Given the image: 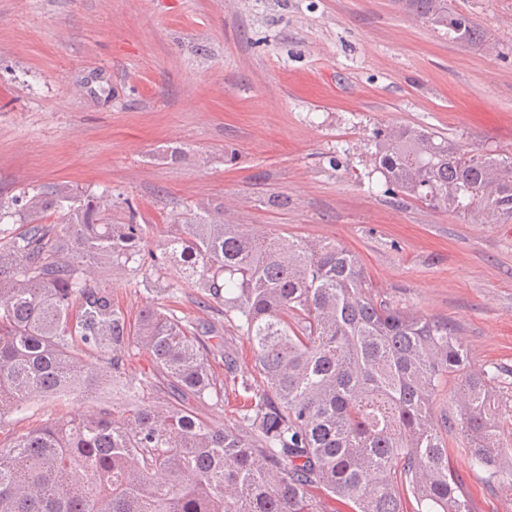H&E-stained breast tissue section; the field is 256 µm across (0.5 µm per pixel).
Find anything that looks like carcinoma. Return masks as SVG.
<instances>
[{
    "label": "carcinoma",
    "mask_w": 512,
    "mask_h": 512,
    "mask_svg": "<svg viewBox=\"0 0 512 512\" xmlns=\"http://www.w3.org/2000/svg\"><path fill=\"white\" fill-rule=\"evenodd\" d=\"M398 8L464 41L480 32L448 0ZM375 168L394 194L497 221L512 216V160L480 154L411 125L376 136ZM60 211L56 230L40 223ZM104 196L67 186L0 204V429L47 402L85 399L21 434H0V512H325L317 488L349 512H471L451 463L461 425L486 479L512 490L501 443L500 373L470 369L448 319L372 295L363 266L326 240L273 236L202 206L159 251L154 226L112 222ZM175 264L210 320L148 305L130 319L96 277L151 270L150 291ZM246 337L248 371L224 347ZM150 357L132 375L129 359ZM458 380L455 415L436 394ZM242 398L228 425L203 409Z\"/></svg>",
    "instance_id": "obj_1"
}]
</instances>
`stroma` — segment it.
Listing matches in <instances>:
<instances>
[{"mask_svg":"<svg viewBox=\"0 0 512 512\" xmlns=\"http://www.w3.org/2000/svg\"><path fill=\"white\" fill-rule=\"evenodd\" d=\"M452 41L392 0H0V201L67 184L166 232L225 218L356 253L378 299L446 318L478 370L512 371V219L486 223L385 190L374 134L406 124L512 157V0H449ZM183 147L180 162L166 150ZM128 315L193 290L111 283ZM471 512L512 491L450 439Z\"/></svg>","mask_w":512,"mask_h":512,"instance_id":"35a3bbf8","label":"stroma"}]
</instances>
